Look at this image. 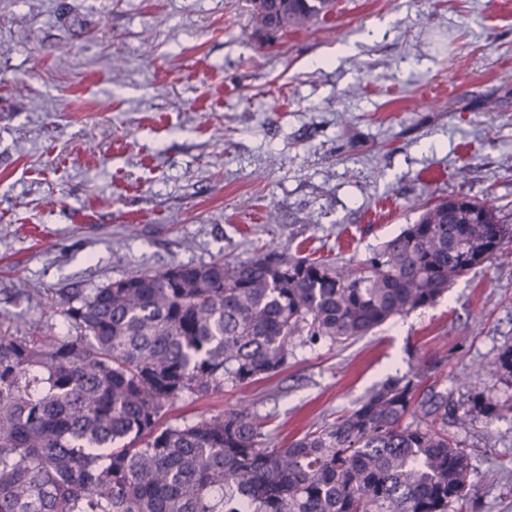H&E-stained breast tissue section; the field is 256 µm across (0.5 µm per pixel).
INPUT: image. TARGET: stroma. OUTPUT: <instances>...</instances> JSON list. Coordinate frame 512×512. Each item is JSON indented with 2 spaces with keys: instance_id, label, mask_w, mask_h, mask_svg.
I'll list each match as a JSON object with an SVG mask.
<instances>
[{
  "instance_id": "obj_1",
  "label": "stroma",
  "mask_w": 512,
  "mask_h": 512,
  "mask_svg": "<svg viewBox=\"0 0 512 512\" xmlns=\"http://www.w3.org/2000/svg\"><path fill=\"white\" fill-rule=\"evenodd\" d=\"M250 0H0V323L62 336V298L178 263L265 250L365 257L421 204L512 214V0H338L258 34ZM512 257L339 344L290 346L249 386L184 397L180 425L237 409L281 446L390 375L503 397ZM462 512H512V412L459 433Z\"/></svg>"
}]
</instances>
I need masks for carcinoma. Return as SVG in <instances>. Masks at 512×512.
<instances>
[{
  "instance_id": "obj_1",
  "label": "carcinoma",
  "mask_w": 512,
  "mask_h": 512,
  "mask_svg": "<svg viewBox=\"0 0 512 512\" xmlns=\"http://www.w3.org/2000/svg\"><path fill=\"white\" fill-rule=\"evenodd\" d=\"M335 9L253 0L252 22L271 36ZM511 243L498 207L459 193L364 258L174 264L64 300L73 336L0 332V512H450L474 470L448 428L512 397L422 393L423 361L283 447L244 409L162 419L185 395L274 375L304 331L342 343L434 304ZM494 372L512 385V347Z\"/></svg>"
}]
</instances>
